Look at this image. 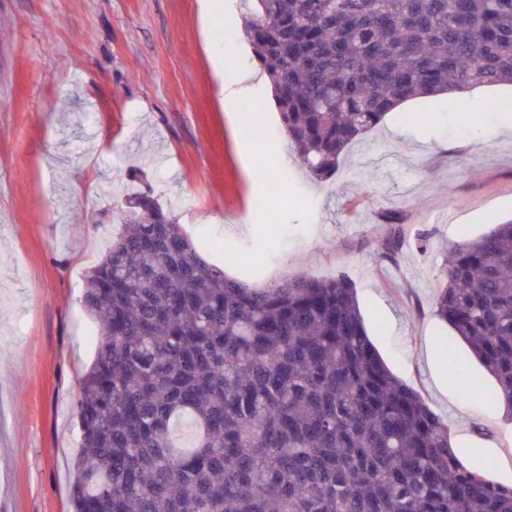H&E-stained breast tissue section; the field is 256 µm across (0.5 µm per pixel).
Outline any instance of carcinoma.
<instances>
[{
	"label": "carcinoma",
	"mask_w": 512,
	"mask_h": 512,
	"mask_svg": "<svg viewBox=\"0 0 512 512\" xmlns=\"http://www.w3.org/2000/svg\"><path fill=\"white\" fill-rule=\"evenodd\" d=\"M244 4L320 179L399 104L512 83V0ZM126 207L82 296L99 336L73 512H512V486L461 464L448 423L388 368L349 280L229 278L153 196ZM435 306L512 420V219L452 247Z\"/></svg>",
	"instance_id": "1"
}]
</instances>
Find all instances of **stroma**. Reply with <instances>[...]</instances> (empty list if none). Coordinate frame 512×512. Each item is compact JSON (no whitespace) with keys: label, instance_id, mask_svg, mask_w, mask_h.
<instances>
[{"label":"stroma","instance_id":"1","mask_svg":"<svg viewBox=\"0 0 512 512\" xmlns=\"http://www.w3.org/2000/svg\"><path fill=\"white\" fill-rule=\"evenodd\" d=\"M248 19L243 0H0V512L72 510L75 403L98 335L82 293L139 192L231 276L248 263L267 285L350 280L382 358L447 421L462 463L512 485L496 381L462 343L465 377L449 380L435 313L449 247L512 218V111L465 114L512 86L407 101L328 180L291 154L271 196L261 170L288 136ZM241 71L256 79L230 111L219 78ZM262 195L278 223L253 209ZM388 212L404 233L392 260Z\"/></svg>","mask_w":512,"mask_h":512}]
</instances>
